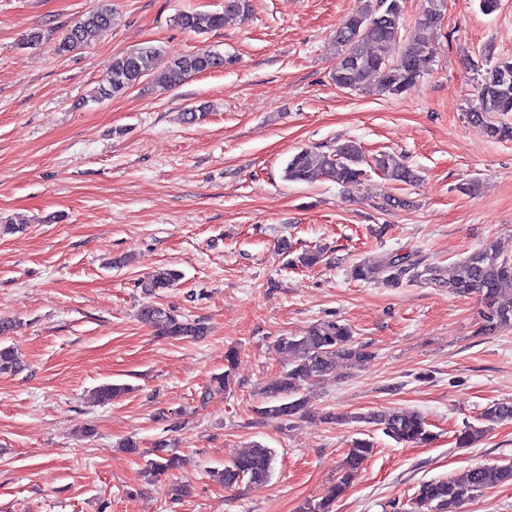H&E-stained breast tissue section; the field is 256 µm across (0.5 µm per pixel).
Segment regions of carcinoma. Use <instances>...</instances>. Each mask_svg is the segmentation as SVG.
Segmentation results:
<instances>
[{"mask_svg":"<svg viewBox=\"0 0 512 512\" xmlns=\"http://www.w3.org/2000/svg\"><path fill=\"white\" fill-rule=\"evenodd\" d=\"M250 11V0H225L224 13H181L174 23L188 31L203 33L216 30L236 17L244 18ZM401 0H363V6L347 16L336 28L334 39L340 48L329 78L339 89L360 90L375 87L378 91L398 95L421 76L420 64L430 61V41L425 36L400 43ZM441 0H428L418 24L424 30H434L440 23ZM114 14L103 3L85 15L65 33L57 51L70 52L87 45L101 30L112 26ZM399 53H393L397 45ZM230 60L210 48L162 61L158 49L146 46L112 57L104 83L97 98L112 99L127 93L144 78L152 77L166 88L180 86L192 74L224 68ZM478 110L468 113L471 123L482 127L488 137L496 140L512 138V127L490 120L491 114L512 112V59L503 58L483 74L478 86ZM374 167L387 179L411 185L419 175L396 156L383 153L367 158L362 146L354 140H344L323 150L321 147H302L288 160L284 179L307 182L325 176L343 187L360 184L365 167ZM349 275L357 281H377L398 288L404 283H430L448 292L480 300L483 333L491 335L502 328L512 327V258L503 255L497 245L487 241L463 260L453 272L444 276L437 266L422 264L411 255H381L363 259L350 266ZM180 271L162 267L145 282V291L156 293L175 286L181 280ZM140 319L152 325L158 335L166 338H201L207 326L199 320L183 317L171 309L145 304ZM279 352L292 358L288 371L269 379L260 391L262 406L259 414L270 420L287 422L306 412L307 384L342 365L363 362L368 353L354 346L352 330L337 321L313 325L305 336H283L278 340ZM20 360L8 346L0 345V373L14 371ZM483 419L498 423L512 420V403L501 402L488 406ZM355 420L380 427L384 434L398 443L427 445L434 439L424 417L417 412L396 408L357 416ZM169 444L161 440L154 445L156 460L152 472H165L180 467L181 458L169 453ZM373 443L356 439L348 450L341 474L332 495L343 493L353 482L363 462L372 454ZM274 451L254 444L218 473L226 487L245 481L256 487L268 482L273 472ZM512 481V462L481 465L466 472L460 479L442 478L419 484L408 512H461V506L474 496L500 483Z\"/></svg>","mask_w":512,"mask_h":512,"instance_id":"obj_1","label":"carcinoma"}]
</instances>
